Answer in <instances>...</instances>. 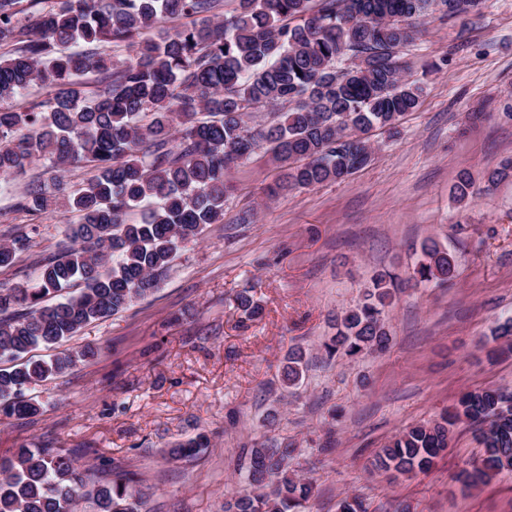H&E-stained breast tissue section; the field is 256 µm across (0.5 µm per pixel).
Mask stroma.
<instances>
[{
	"label": "stroma",
	"instance_id": "stroma-1",
	"mask_svg": "<svg viewBox=\"0 0 512 512\" xmlns=\"http://www.w3.org/2000/svg\"><path fill=\"white\" fill-rule=\"evenodd\" d=\"M402 47L407 77L424 89L396 130L374 129L368 163L342 182L271 197L281 173L264 153L232 168L224 219L183 248L159 287L131 308L64 342L98 355L34 386L42 407L0 422V456L49 445L80 464L133 473L142 512H224L254 443L291 444L292 468L313 484L301 512H337L348 494L368 512H512V473L465 488L457 479L481 447L458 424L426 473L375 472L380 448L409 425L437 419L467 391L512 389V356L489 359L491 329L512 317V178L465 203L452 197L460 169L475 181L512 157V0L479 14L417 20ZM0 185V243L35 228V247L0 282L25 283L65 241L56 213L14 210L30 180ZM454 256L447 284L409 283L421 243ZM407 283L388 311L385 351L327 359L336 313L355 305L373 274ZM249 292L263 314L237 307ZM301 349L300 386L281 385L284 359ZM191 460L170 454L197 436Z\"/></svg>",
	"mask_w": 512,
	"mask_h": 512
}]
</instances>
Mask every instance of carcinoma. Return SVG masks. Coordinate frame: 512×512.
<instances>
[{
  "instance_id": "obj_1",
  "label": "carcinoma",
  "mask_w": 512,
  "mask_h": 512,
  "mask_svg": "<svg viewBox=\"0 0 512 512\" xmlns=\"http://www.w3.org/2000/svg\"><path fill=\"white\" fill-rule=\"evenodd\" d=\"M26 0H0V178L27 173L41 159L46 177L29 183L14 207L32 216L60 211L79 217L70 244L38 263L33 281L0 283V419L33 417L40 406L31 387L97 355L87 348L46 361L31 353L59 344L84 326L131 307L154 291L178 251L224 218L228 173L258 150L281 164L272 192L340 182L367 163L366 134L393 129L420 103L423 89L404 77L400 49L417 34L414 21L439 10L467 15L483 0H55L26 21ZM188 26L144 39L169 19ZM126 43L136 59L117 66L97 51ZM364 67L344 66L348 58ZM97 72L103 88L90 92L77 77ZM52 97L28 110L1 103L34 85ZM276 107V120L250 128L246 118ZM92 164L80 188L64 184L68 168ZM512 177V159L475 187L461 171L453 185L464 201ZM139 218L130 219L133 212ZM35 246L30 232L0 244V270ZM454 257L436 242L421 244L410 279L447 282ZM397 277L379 273L362 299L336 317L324 343L328 356L357 359L389 344L386 313ZM493 340L512 349V319ZM303 354L292 351L282 382L302 379ZM470 425L483 447L458 480L477 487L512 472V391L486 386L463 394L440 419L416 423L376 455L377 471L426 472L445 451L454 428ZM208 447L200 436L171 454L191 458ZM294 449L257 443L250 449L245 486L224 512H296L311 483L289 473ZM91 497L96 512H141L133 479L113 475L91 486L90 470L61 448H18L0 459V512H77ZM338 512H367L346 495Z\"/></svg>"
}]
</instances>
